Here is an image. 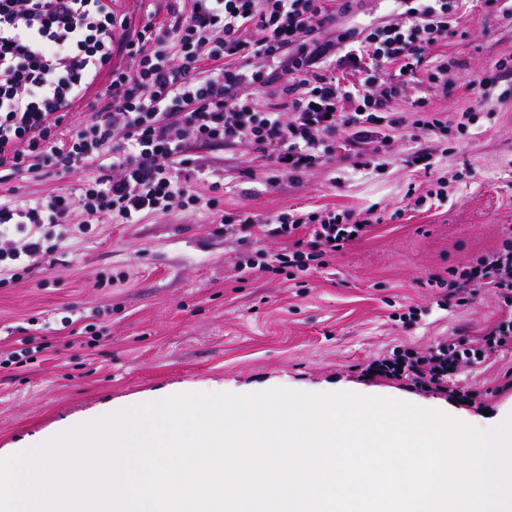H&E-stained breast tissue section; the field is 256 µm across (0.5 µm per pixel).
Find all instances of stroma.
I'll list each match as a JSON object with an SVG mask.
<instances>
[{
    "label": "stroma",
    "instance_id": "stroma-1",
    "mask_svg": "<svg viewBox=\"0 0 512 512\" xmlns=\"http://www.w3.org/2000/svg\"><path fill=\"white\" fill-rule=\"evenodd\" d=\"M460 37L440 47L455 59L447 85H420L395 100L466 119L464 143L426 142L448 202L415 209L429 188L409 161V144L393 138L381 152L314 168L299 177L239 171L249 147L208 146L197 154L224 177L219 211L149 215L136 224H96L41 259L42 270L0 288V448L103 402L224 382L251 394L273 388L310 393L355 381L410 393L407 381L369 378L375 360L422 353L441 341L478 338L499 315L494 290L464 308H442L433 277L475 264L512 235V99L480 97L468 86L501 59H512V17L467 0ZM100 173L98 162L62 176L26 173L0 184V195L36 200L76 192ZM301 208L374 209L381 221L325 269L288 277L241 271L246 249L215 234L218 212L263 215ZM110 287H96L102 277ZM28 327L54 345L9 364L8 328ZM458 393L480 394L496 410L512 396V347L452 376Z\"/></svg>",
    "mask_w": 512,
    "mask_h": 512
}]
</instances>
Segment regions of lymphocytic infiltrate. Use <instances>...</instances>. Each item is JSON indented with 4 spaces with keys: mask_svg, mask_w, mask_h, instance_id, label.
<instances>
[{
    "mask_svg": "<svg viewBox=\"0 0 512 512\" xmlns=\"http://www.w3.org/2000/svg\"><path fill=\"white\" fill-rule=\"evenodd\" d=\"M364 0H169L167 22L133 27L113 0H0V173H66L103 159L76 194L34 202L0 196V288L30 277L62 247L83 211L98 223L193 208H216L224 180L196 148L249 146L267 167L299 177L337 150L360 158L391 137L413 147V164L435 174L423 141L444 136L448 118L411 120L392 104L405 87L444 83L436 47L458 37L465 0H391L392 19L364 17ZM123 53L125 63L114 60ZM108 84L85 123L72 108L99 78ZM373 211L297 209L220 218L221 233L247 247L282 241L252 273L328 267L361 241ZM495 289L499 315L479 347L440 343L423 354L372 361L367 373L443 389L448 373L512 345V238L448 280L442 306H468Z\"/></svg>",
    "mask_w": 512,
    "mask_h": 512,
    "instance_id": "1",
    "label": "lymphocytic infiltrate"
}]
</instances>
